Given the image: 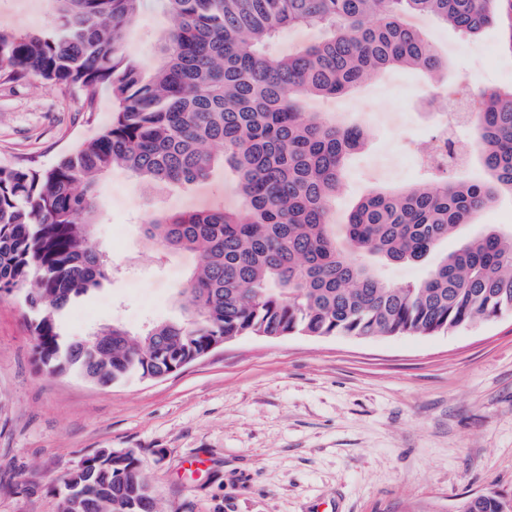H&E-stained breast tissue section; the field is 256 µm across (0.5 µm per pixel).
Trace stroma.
Segmentation results:
<instances>
[{
  "label": "stroma",
  "instance_id": "obj_1",
  "mask_svg": "<svg viewBox=\"0 0 512 512\" xmlns=\"http://www.w3.org/2000/svg\"><path fill=\"white\" fill-rule=\"evenodd\" d=\"M55 19V0H0V29L47 31ZM409 22L469 97L512 83L498 28L463 38L427 15ZM168 26L158 0H143L128 53L153 67ZM433 91L418 71L391 69L309 101L368 133L345 168L337 223L371 190L421 177L418 151L436 129L421 101ZM112 117L106 88L88 112L77 90L0 82V166L49 168ZM240 206L224 165L159 188L112 169L92 242L114 274L66 312V333L179 317L175 293L199 258L161 254L141 224ZM33 356L23 292L0 293V512H60L63 477L104 449L140 454L159 512H456L472 493L512 495V315L433 336H242L168 376L111 386L40 372Z\"/></svg>",
  "mask_w": 512,
  "mask_h": 512
}]
</instances>
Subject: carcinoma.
Returning a JSON list of instances; mask_svg holds the SVG:
<instances>
[{
    "label": "carcinoma",
    "instance_id": "carcinoma-1",
    "mask_svg": "<svg viewBox=\"0 0 512 512\" xmlns=\"http://www.w3.org/2000/svg\"><path fill=\"white\" fill-rule=\"evenodd\" d=\"M56 2L51 30H0V78L76 88L89 111L107 85L115 118L43 171L0 167V292H24L49 372L111 385L176 372L218 339L428 336L512 314V227L485 226L417 284L397 286L379 272L424 261L500 195L512 196V84L484 89L471 120L482 180L441 178L427 166L412 185L363 196L341 225L333 203L365 132L307 111L309 99L387 69L441 73L411 15L468 37L497 24L512 51V0H162L172 24L151 70L125 45L142 0ZM299 25L322 38L274 53L281 33ZM221 163L237 175L239 210L144 224L162 249L204 258L177 291L184 318L139 333L114 323L66 335L64 311L111 274L90 236L100 179L120 167L151 186L191 183ZM92 461L63 478V512H158L138 454L104 450ZM464 512H502V499H466Z\"/></svg>",
    "mask_w": 512,
    "mask_h": 512
}]
</instances>
